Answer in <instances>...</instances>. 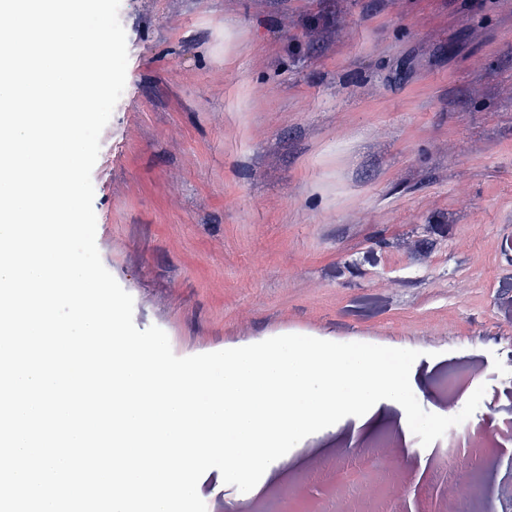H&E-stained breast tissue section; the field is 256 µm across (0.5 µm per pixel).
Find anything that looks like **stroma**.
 Here are the masks:
<instances>
[{
    "mask_svg": "<svg viewBox=\"0 0 512 512\" xmlns=\"http://www.w3.org/2000/svg\"><path fill=\"white\" fill-rule=\"evenodd\" d=\"M126 86L92 171L101 260L180 357L284 334L419 351L421 407L475 413L393 438L403 512L447 463L512 512V0H121ZM456 374L459 389L444 381ZM359 417L286 455L365 447ZM212 512L254 499L212 470Z\"/></svg>",
    "mask_w": 512,
    "mask_h": 512,
    "instance_id": "1",
    "label": "stroma"
}]
</instances>
